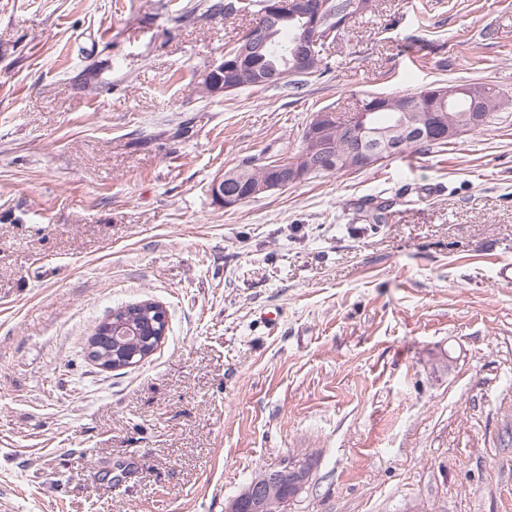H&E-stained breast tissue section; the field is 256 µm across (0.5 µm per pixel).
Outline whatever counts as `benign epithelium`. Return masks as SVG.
Wrapping results in <instances>:
<instances>
[{"label": "benign epithelium", "mask_w": 512, "mask_h": 512, "mask_svg": "<svg viewBox=\"0 0 512 512\" xmlns=\"http://www.w3.org/2000/svg\"><path fill=\"white\" fill-rule=\"evenodd\" d=\"M330 0H266L263 11L265 20L273 23L294 21L297 23L290 49V72H308L317 65L314 47L321 41L338 36L340 27L323 25V16ZM268 38L263 33L224 51L218 63L209 66L202 75L201 88L206 94L226 93L236 88L235 80L248 73L253 81L262 86L283 82L288 73L276 67L254 69L252 60L263 57ZM435 102L444 105L464 98L468 112L458 118L451 112L433 111L419 116L420 96L407 95L395 101L380 96L378 110L392 109L395 117L387 128H379L371 121L373 110H361L348 116L344 156H339L336 137L330 134V121L334 113L329 110L312 116L305 133V149L293 159H276L266 163L263 181L253 184L241 174V170L218 177L211 185L214 200L226 208L273 190H285L302 181L312 172L345 159L354 169H365L395 154L400 141L453 140L465 134L473 125L486 120L485 98L477 96L465 86L441 88L433 92ZM312 468L307 461L290 458L279 467L257 472L232 499L225 512H284V507L305 489L310 482Z\"/></svg>", "instance_id": "benign-epithelium-1"}]
</instances>
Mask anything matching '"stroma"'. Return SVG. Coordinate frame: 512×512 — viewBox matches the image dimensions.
<instances>
[{"mask_svg":"<svg viewBox=\"0 0 512 512\" xmlns=\"http://www.w3.org/2000/svg\"><path fill=\"white\" fill-rule=\"evenodd\" d=\"M0 0V512H225L288 455L287 512H512V108L478 135L227 209L364 93L512 98V0H378L300 89H201L248 17ZM389 202L366 221L362 200ZM161 303L144 363L94 365ZM125 309L114 315V322H132L134 325L152 321L154 323V301L144 300L137 303L125 305Z\"/></svg>","mask_w":512,"mask_h":512,"instance_id":"1","label":"stroma"}]
</instances>
